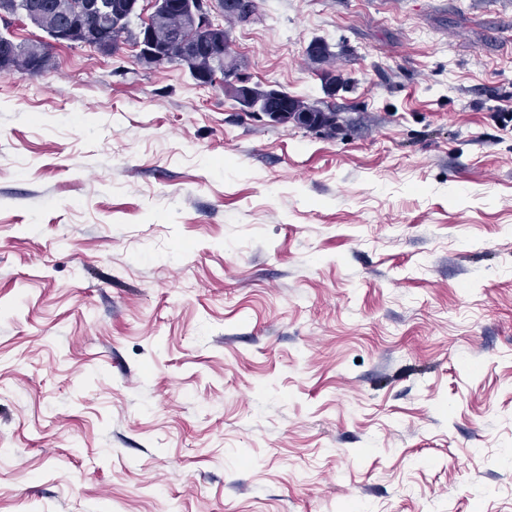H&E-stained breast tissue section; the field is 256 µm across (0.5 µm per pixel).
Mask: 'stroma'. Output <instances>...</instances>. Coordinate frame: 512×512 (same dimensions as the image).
Wrapping results in <instances>:
<instances>
[{"label": "stroma", "mask_w": 512, "mask_h": 512, "mask_svg": "<svg viewBox=\"0 0 512 512\" xmlns=\"http://www.w3.org/2000/svg\"><path fill=\"white\" fill-rule=\"evenodd\" d=\"M257 4L0 74V512H512V0ZM216 56H206L204 53H198L195 57H177L170 59L166 64L160 62L151 53L143 54L139 58L140 64L148 69H158L165 67V65H178L186 67L191 77L201 84H213L216 80L218 73L222 74V68H214V61ZM222 78V77H221ZM224 95L235 104L243 106L244 102L251 100L258 102L259 106H264L265 102L277 95H282L278 100H285L287 103V114L279 117L278 123L294 122L305 127H318L329 134L336 132L338 116L336 111L326 108L322 109L310 105L305 101L288 96V92L276 89L263 90L259 85L244 86L236 80L223 79L220 83Z\"/></svg>", "instance_id": "35a3bbf8"}]
</instances>
